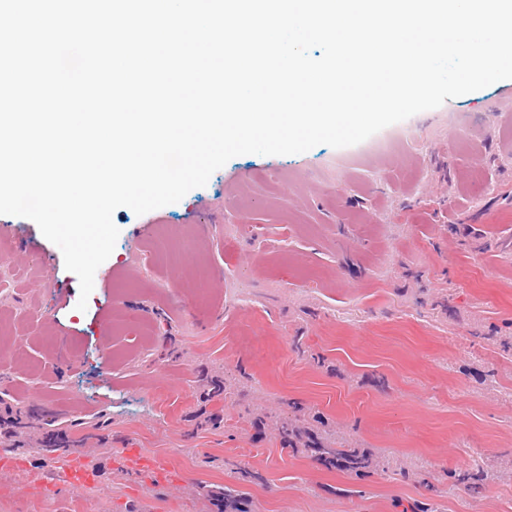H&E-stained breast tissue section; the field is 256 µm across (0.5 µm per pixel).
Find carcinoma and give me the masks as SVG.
<instances>
[{
  "mask_svg": "<svg viewBox=\"0 0 512 512\" xmlns=\"http://www.w3.org/2000/svg\"><path fill=\"white\" fill-rule=\"evenodd\" d=\"M228 391L224 377L216 375L204 384L199 392L203 406L224 400ZM0 411L6 415L7 426L0 429V448L8 451L30 446L29 439L37 435L39 453L47 461L54 460L60 451L72 448H85L89 440L105 443L100 432L111 425V418L99 416L95 422L64 420L52 414H34L23 409L20 404H11L0 398ZM278 437L281 446L294 454H302L318 461L328 469H335L355 476L365 477L376 470L370 452L346 445L336 437L330 423L321 415L309 419L297 417L280 422ZM448 477L470 493H478L483 488L487 473L480 467L454 469ZM205 496L217 512H249L245 493L232 486H211L204 491Z\"/></svg>",
  "mask_w": 512,
  "mask_h": 512,
  "instance_id": "1",
  "label": "carcinoma"
}]
</instances>
